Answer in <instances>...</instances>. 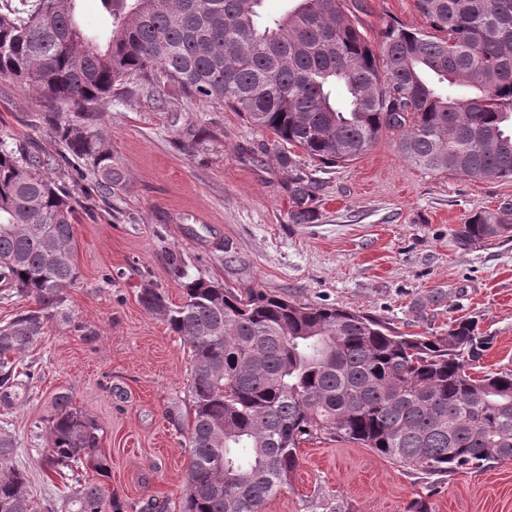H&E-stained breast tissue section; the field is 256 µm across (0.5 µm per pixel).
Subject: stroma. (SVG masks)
Wrapping results in <instances>:
<instances>
[{"instance_id": "obj_1", "label": "stroma", "mask_w": 512, "mask_h": 512, "mask_svg": "<svg viewBox=\"0 0 512 512\" xmlns=\"http://www.w3.org/2000/svg\"><path fill=\"white\" fill-rule=\"evenodd\" d=\"M368 37L387 22L417 31L428 23L415 0H361ZM53 104L34 87L0 77V139L37 155L40 173L77 204L74 261L66 318L54 319L27 353L41 378L15 408L0 409L23 454L37 512L68 495L34 452L37 425L53 398L99 425L100 481L120 512H181L190 464L186 424L188 347L138 294L150 282L181 304L179 279L166 261L181 253L192 276L234 289L261 288L333 304L388 322L404 333H440L475 319L492 345L473 376L512 370V238L459 250L452 233L470 213L512 199V182L474 181L410 164L395 136L382 134L350 165L322 168L300 156L320 183L318 218L288 220V175L274 153L254 164L243 149L272 145L228 106L171 90L113 99L92 123L126 178L104 197L94 177L78 179L48 135ZM290 485L263 512H512V460L478 471L428 475L345 442L299 448Z\"/></svg>"}]
</instances>
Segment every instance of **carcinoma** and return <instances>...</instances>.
Here are the masks:
<instances>
[{
    "label": "carcinoma",
    "mask_w": 512,
    "mask_h": 512,
    "mask_svg": "<svg viewBox=\"0 0 512 512\" xmlns=\"http://www.w3.org/2000/svg\"><path fill=\"white\" fill-rule=\"evenodd\" d=\"M78 0H0V76L35 87L57 115L52 137L87 163L102 193L124 176L103 136L65 116L103 112L136 81L225 103L256 129L312 160L343 166L383 133L405 159L435 173L512 181V0H415L431 31L389 22L372 46L347 0H294L262 19L263 0H102L105 39L77 19ZM341 91L342 99L333 92ZM289 220L311 224L319 184L290 153ZM0 141V297L35 306L0 325V407L41 378L23 358L67 312L78 279L71 196ZM512 237V200L469 215L461 249ZM171 307L149 284L141 306L189 347L191 451L182 512H262L293 478L300 445L324 436L429 473L481 470L512 459V371L475 377L490 348L468 320L440 336L401 334L334 305L236 291L184 277ZM37 449L68 480L97 472V424L67 392L53 400ZM20 446L0 427V512H34ZM62 512H112L90 478Z\"/></svg>",
    "instance_id": "cac0c4a2"
}]
</instances>
